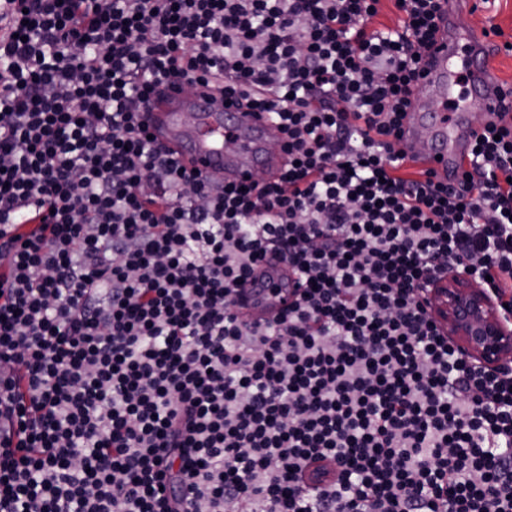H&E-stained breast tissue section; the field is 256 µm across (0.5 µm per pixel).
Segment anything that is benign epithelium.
I'll return each instance as SVG.
<instances>
[{"label":"benign epithelium","mask_w":512,"mask_h":512,"mask_svg":"<svg viewBox=\"0 0 512 512\" xmlns=\"http://www.w3.org/2000/svg\"><path fill=\"white\" fill-rule=\"evenodd\" d=\"M433 302L441 326L483 368L496 370L512 357V327L472 271L448 276L447 285L434 289Z\"/></svg>","instance_id":"obj_1"}]
</instances>
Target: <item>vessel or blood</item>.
<instances>
[{"mask_svg": "<svg viewBox=\"0 0 512 512\" xmlns=\"http://www.w3.org/2000/svg\"><path fill=\"white\" fill-rule=\"evenodd\" d=\"M473 0H441L439 31L421 65L422 77L412 97L396 148L421 170L454 179L467 161L479 127L474 113L489 115L498 106L499 78L488 64L492 43L484 28L457 27L458 16L471 12ZM149 132L166 145L180 164L197 169L214 184H239L256 173L275 180L288 165L278 122L250 112L243 97L213 103L167 85L155 94L144 115ZM431 126V141L421 137ZM236 141L224 148L225 137ZM288 289L247 295L244 314L263 323L291 302Z\"/></svg>", "mask_w": 512, "mask_h": 512, "instance_id": "b4317fda", "label": "vessel or blood"}]
</instances>
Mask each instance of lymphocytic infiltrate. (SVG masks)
<instances>
[{
    "label": "lymphocytic infiltrate",
    "instance_id": "1",
    "mask_svg": "<svg viewBox=\"0 0 512 512\" xmlns=\"http://www.w3.org/2000/svg\"><path fill=\"white\" fill-rule=\"evenodd\" d=\"M0 0V512H512V365L438 328L449 262L512 316V87L454 181L394 143L440 0ZM273 115L275 182L148 139L159 86ZM295 300L249 321L265 260Z\"/></svg>",
    "mask_w": 512,
    "mask_h": 512
}]
</instances>
